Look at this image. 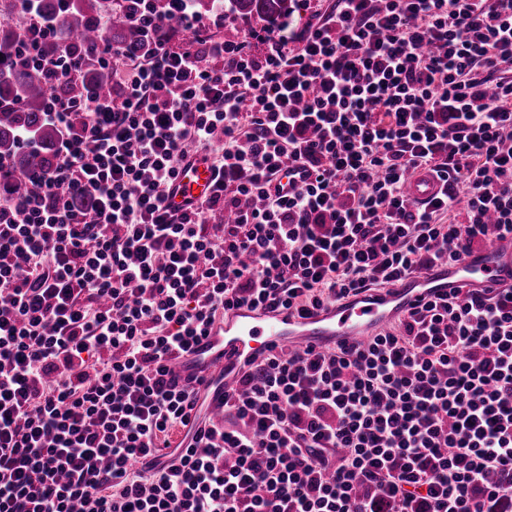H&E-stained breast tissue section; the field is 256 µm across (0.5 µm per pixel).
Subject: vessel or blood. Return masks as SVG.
<instances>
[{"label": "vessel or blood", "mask_w": 512, "mask_h": 512, "mask_svg": "<svg viewBox=\"0 0 512 512\" xmlns=\"http://www.w3.org/2000/svg\"><path fill=\"white\" fill-rule=\"evenodd\" d=\"M211 177L208 161L198 155L189 156L168 191L170 205L180 208L201 199L209 191ZM438 188L431 176L419 172L409 179L405 191L411 198L424 200ZM471 283L512 285V234L492 239L462 264L438 265L412 273L402 284L373 299L358 297L328 305L302 318L284 310H235L222 329L176 356L172 368L180 377L201 375L213 383L211 403L216 406L225 391L235 386L236 366L254 355H285L295 348L319 351L340 343L350 346L364 342L406 314L420 298Z\"/></svg>", "instance_id": "vessel-or-blood-1"}]
</instances>
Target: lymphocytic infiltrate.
Masks as SVG:
<instances>
[{
    "instance_id": "f902f5d3",
    "label": "lymphocytic infiltrate",
    "mask_w": 512,
    "mask_h": 512,
    "mask_svg": "<svg viewBox=\"0 0 512 512\" xmlns=\"http://www.w3.org/2000/svg\"><path fill=\"white\" fill-rule=\"evenodd\" d=\"M120 8L145 52L99 42L112 94L75 97L84 51L42 56L22 0L12 62L59 141L22 196L0 157V512H512L511 285L254 358L218 421L168 367L240 307L303 316L512 233V0H336L235 41L225 8ZM191 148L213 187L168 209ZM439 188V183L434 181L425 172H417L406 183L405 191L413 199L424 200L431 197Z\"/></svg>"
}]
</instances>
